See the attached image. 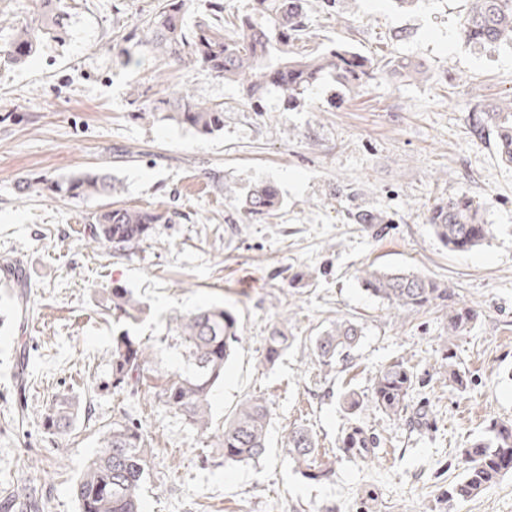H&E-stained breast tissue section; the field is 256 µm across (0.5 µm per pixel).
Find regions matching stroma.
<instances>
[{
  "mask_svg": "<svg viewBox=\"0 0 512 512\" xmlns=\"http://www.w3.org/2000/svg\"><path fill=\"white\" fill-rule=\"evenodd\" d=\"M157 2L67 0L65 40H45L24 65L0 63V258L17 261L30 291L21 324L8 317L15 290L0 279V492L22 502L35 491L43 512H78L74 485L101 431L131 417L155 448L143 512H512V472L472 499L444 500L463 475L459 448L491 422L512 421V166L476 130L483 104L512 92V45L460 38L470 0L406 10L394 0H310L308 49L340 44L381 69L351 84L324 76L285 112L277 95L254 107L236 83L128 48ZM393 58L425 76L395 73ZM175 87L223 104V130L201 135L158 111ZM99 167L117 179L114 203L174 208L177 223L155 225L132 255L93 249L85 231L102 200L16 190L21 177ZM266 182L279 209L246 218L241 196ZM458 195L480 202L490 226L467 252L448 250L427 222L436 198ZM364 214L375 223H361ZM371 262L451 286L475 314L470 331L449 337L445 307L406 314L367 294L358 270ZM113 288L143 303L138 321L104 314ZM211 304L237 316L242 336L213 393V420L263 397L270 451L256 462L225 463L158 398L162 380L185 366L168 335L173 317ZM344 318L363 326L362 342L351 364L323 366L311 341ZM278 323L289 346L268 367L264 338ZM124 331L161 348L134 396L109 384L112 338ZM447 349L464 391L439 372ZM397 360L418 377L403 416L346 414L341 395L368 394ZM59 394L80 410L72 432L54 438L41 417ZM354 422L377 437L373 455L343 452ZM302 425L331 464L329 479H308L289 461L283 438Z\"/></svg>",
  "mask_w": 512,
  "mask_h": 512,
  "instance_id": "stroma-1",
  "label": "stroma"
}]
</instances>
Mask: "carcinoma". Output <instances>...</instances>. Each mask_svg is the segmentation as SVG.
Returning a JSON list of instances; mask_svg holds the SVG:
<instances>
[{"label":"carcinoma","instance_id":"1","mask_svg":"<svg viewBox=\"0 0 512 512\" xmlns=\"http://www.w3.org/2000/svg\"><path fill=\"white\" fill-rule=\"evenodd\" d=\"M189 0H158L146 20L142 39L131 32L128 40L152 56H162L180 64L201 67L212 74L243 87L250 103H258L275 90L284 105L296 103L305 90L322 75L332 73L341 83L371 78L372 59L338 46L326 53L302 54L294 47L305 42L308 28V0H250L244 14L224 13L222 0H208L207 14L188 27L184 14ZM67 6L63 0H39L37 17L21 27L11 42L0 47V59L22 64L49 36L62 38L67 27ZM459 35L476 45L512 44V0H472L461 24ZM168 119L194 131L210 135L224 129V106L202 102L188 91L177 88L162 101ZM486 123L496 136L500 161L512 165V95L485 110ZM39 189L58 198L84 201L110 198L116 179L106 170H87L70 176L44 177ZM281 204L271 184L253 188L245 197L247 215H269ZM180 213L169 210L123 206H103L94 213L87 227V242L97 247L130 252L152 237L153 226L171 223ZM428 224L437 238L451 251H468L483 245L489 228L484 224L480 206L461 195L441 198L429 209ZM358 279L365 291L387 301L402 313H413L438 302L448 303V335L460 336L473 324L475 314L453 301L451 289L429 276L415 271L366 266ZM107 312L136 318L144 312L142 303L125 288L110 291ZM175 345L181 348L186 370L168 376L159 392L163 405L200 434L214 439L223 450L224 462L242 463L261 459L267 453L270 410L264 399L244 400L225 420L214 426L211 398L224 378V365L241 340L235 314L221 305H210L174 318ZM363 327L349 319L336 321L312 341L313 355L325 366L350 359L359 346ZM288 349L285 330L275 325L265 338L263 363L272 366ZM159 348L126 332L112 337L110 366L112 388L138 390L151 371ZM448 362V381L457 389L467 386L466 375L457 368L453 352L443 355ZM416 384V376L407 362L395 361L376 374L369 397L347 390L342 404L355 416L367 407L398 417ZM77 416L73 399H55L42 417V427L51 436L71 431ZM343 449L365 457L374 450L375 441L360 426L350 427L342 440ZM285 452L294 467L309 478L327 477L332 468L318 461V448L312 432L295 427L284 437ZM463 476L448 487V508L454 503L479 495L505 473L512 471V422L490 424L488 435L460 449ZM153 458L152 441L142 426L130 421L115 422L100 436L99 450L89 459L75 486L79 512H142L141 491Z\"/></svg>","mask_w":512,"mask_h":512}]
</instances>
